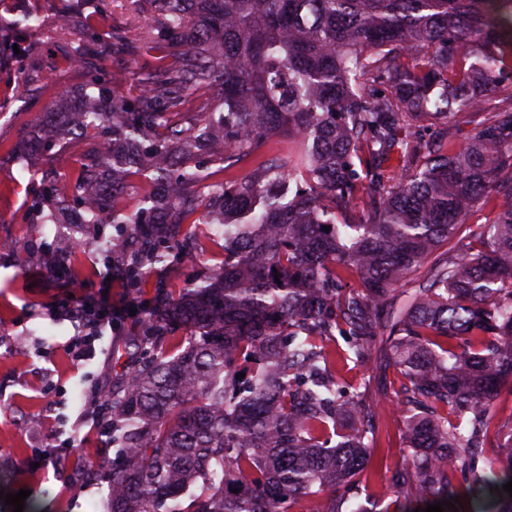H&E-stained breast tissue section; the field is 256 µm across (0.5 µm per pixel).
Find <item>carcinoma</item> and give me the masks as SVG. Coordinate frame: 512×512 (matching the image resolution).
<instances>
[{
    "label": "carcinoma",
    "instance_id": "1",
    "mask_svg": "<svg viewBox=\"0 0 512 512\" xmlns=\"http://www.w3.org/2000/svg\"><path fill=\"white\" fill-rule=\"evenodd\" d=\"M137 8L147 23L132 35L110 33L106 0L60 13L56 35L78 32L72 60L108 42L160 54L134 101L95 80L73 124L44 129L49 143L97 140L70 177L41 176L33 211L118 226L104 257L133 290L163 289L156 270L200 254L201 224L224 260L162 295L112 390L109 512H388L357 479L376 405L337 370L373 348L400 380L412 473L393 484L512 512L496 492L512 480V433L490 438L493 404L512 394V0ZM31 18L0 0V32L27 36ZM464 111L483 120L455 147ZM131 176L151 185L134 213Z\"/></svg>",
    "mask_w": 512,
    "mask_h": 512
}]
</instances>
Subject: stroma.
Listing matches in <instances>:
<instances>
[{"label":"stroma","mask_w":512,"mask_h":512,"mask_svg":"<svg viewBox=\"0 0 512 512\" xmlns=\"http://www.w3.org/2000/svg\"><path fill=\"white\" fill-rule=\"evenodd\" d=\"M0 54V491L27 490L24 512H109L107 477L112 471V434L100 424L103 400L98 388L115 384L131 360L145 315L156 306L157 291L125 288L118 271L105 265L98 251L115 231L109 224L82 227L89 246L74 251L69 236L52 224L35 223L29 182L33 170L71 175L85 144L31 149L38 127L54 118L62 93L80 96L92 71L122 76L119 93H139L136 62L142 48L114 52L100 48L83 67L68 64L70 39L4 37ZM223 251L210 242L200 260L176 261L160 274L169 291L184 288L199 271L219 263ZM66 264L63 279L49 267ZM112 308L115 326L95 340V356L74 365L67 343L79 330L65 306L70 295ZM378 353L347 371L348 381L369 379L381 414L371 469L373 485L392 512H415L406 491L390 482L407 470L409 452L402 446L401 410L394 371L380 372ZM59 447L57 460L40 463L39 448Z\"/></svg>","instance_id":"1"}]
</instances>
